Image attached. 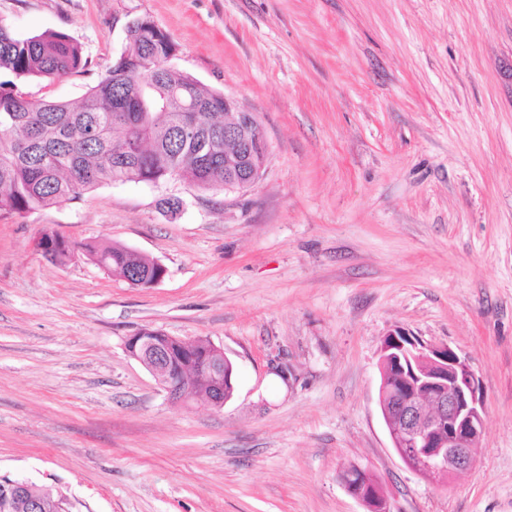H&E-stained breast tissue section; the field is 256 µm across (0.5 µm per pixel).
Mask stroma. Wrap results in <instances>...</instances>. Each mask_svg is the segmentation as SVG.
<instances>
[{"label":"stroma","instance_id":"stroma-1","mask_svg":"<svg viewBox=\"0 0 512 512\" xmlns=\"http://www.w3.org/2000/svg\"><path fill=\"white\" fill-rule=\"evenodd\" d=\"M141 18L257 116L265 168L234 192L115 182L0 210V477L70 512H366L339 480L357 464L393 512H512V0H0L15 34L64 32L88 61L18 91L80 100ZM47 228L166 274L51 262ZM142 328L223 349L232 398L169 400L125 350ZM396 329L482 380L477 465L445 485L385 427ZM86 254L91 257L95 256L98 262L102 263L112 273H116L121 277H126L128 274H138L134 277L136 282H144L148 284L152 281L156 274V278L151 285L159 283L165 276V267L157 261L158 273L156 264L153 258L146 255L137 253L123 245L119 244H99V245H86Z\"/></svg>","mask_w":512,"mask_h":512}]
</instances>
